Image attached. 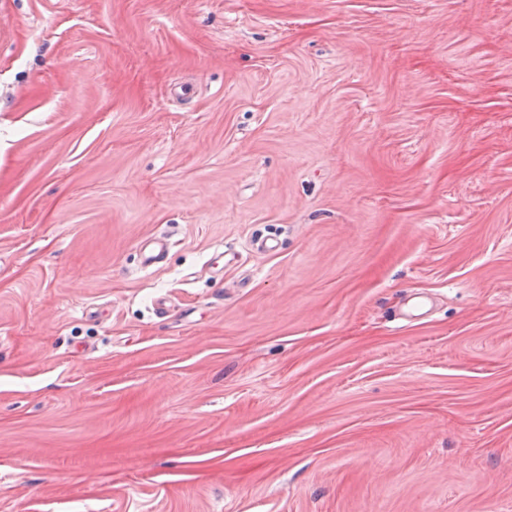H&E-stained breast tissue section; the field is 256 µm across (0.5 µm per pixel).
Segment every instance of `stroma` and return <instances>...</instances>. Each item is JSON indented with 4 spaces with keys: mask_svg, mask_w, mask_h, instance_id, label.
<instances>
[{
    "mask_svg": "<svg viewBox=\"0 0 512 512\" xmlns=\"http://www.w3.org/2000/svg\"><path fill=\"white\" fill-rule=\"evenodd\" d=\"M0 512H512V0H0Z\"/></svg>",
    "mask_w": 512,
    "mask_h": 512,
    "instance_id": "1",
    "label": "stroma"
}]
</instances>
